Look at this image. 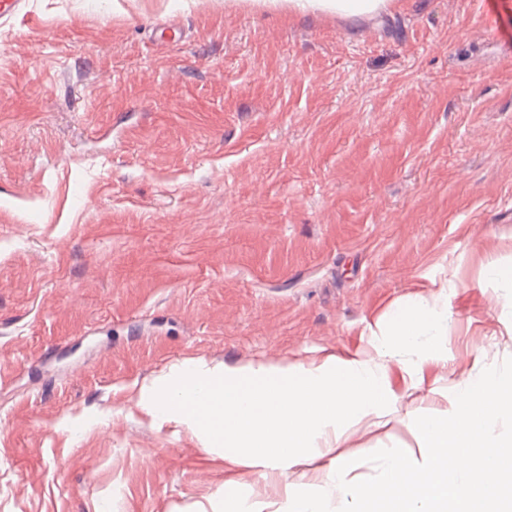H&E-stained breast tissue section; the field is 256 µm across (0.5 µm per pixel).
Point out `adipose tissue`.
<instances>
[{"mask_svg": "<svg viewBox=\"0 0 512 512\" xmlns=\"http://www.w3.org/2000/svg\"><path fill=\"white\" fill-rule=\"evenodd\" d=\"M257 7H281L292 15L330 14L339 18L368 20L398 8L400 0H248ZM448 329L447 311L427 306L396 308L379 323L382 341L376 352L384 358L400 355L418 340L440 336Z\"/></svg>", "mask_w": 512, "mask_h": 512, "instance_id": "adipose-tissue-1", "label": "adipose tissue"}]
</instances>
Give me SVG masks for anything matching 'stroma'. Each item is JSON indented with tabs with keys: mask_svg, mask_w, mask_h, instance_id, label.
<instances>
[{
	"mask_svg": "<svg viewBox=\"0 0 512 512\" xmlns=\"http://www.w3.org/2000/svg\"><path fill=\"white\" fill-rule=\"evenodd\" d=\"M369 22L227 0H27L0 25V512H276L345 497L327 459L225 461L139 388L185 360L386 371L389 414L332 455L417 453L512 357V0H402ZM449 283L443 351L371 331ZM266 508V504L258 500H248L247 498L226 500L224 496H219L210 500L208 507L198 504L189 510H181V512H264Z\"/></svg>",
	"mask_w": 512,
	"mask_h": 512,
	"instance_id": "1",
	"label": "stroma"
}]
</instances>
